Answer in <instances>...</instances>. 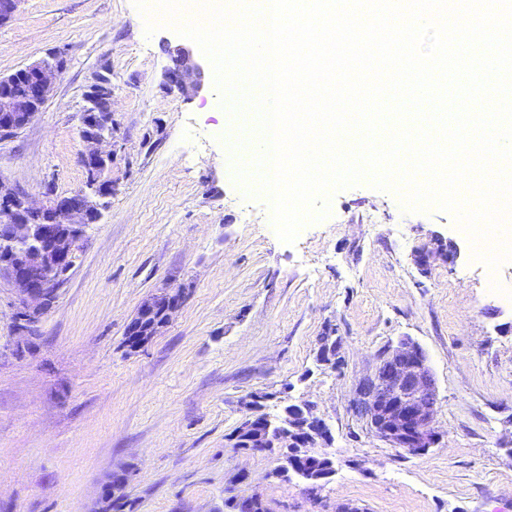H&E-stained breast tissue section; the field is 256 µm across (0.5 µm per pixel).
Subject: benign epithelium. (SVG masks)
<instances>
[{
    "instance_id": "1",
    "label": "benign epithelium",
    "mask_w": 512,
    "mask_h": 512,
    "mask_svg": "<svg viewBox=\"0 0 512 512\" xmlns=\"http://www.w3.org/2000/svg\"><path fill=\"white\" fill-rule=\"evenodd\" d=\"M172 62L174 66L164 73L166 83L188 99L195 97L203 89L201 62L181 45L173 49ZM63 68L64 60L56 53L23 67L26 91L22 95L13 92L12 76L0 78V139L31 122L49 99L53 79ZM84 99L80 128L85 145L83 187L37 203L0 177V275L17 290L14 318L24 335L36 333L84 248L85 218L73 200L85 199L100 208V200L115 191L112 179L105 176L113 151L103 148L112 126L111 80L96 74ZM458 255L455 242L434 235L414 251L413 260L427 274L434 263L452 261ZM184 298V289L167 288L143 300L125 331L128 346L137 349L149 343L170 323ZM243 409L245 416L238 433L249 434L259 448L270 435L276 438L278 448H328L332 444L327 422L306 402L284 406L275 419L263 412V397L259 395L249 396ZM351 409L392 448L425 455L438 445V390L423 347L409 336L384 346L374 370L355 383ZM312 460L307 452L294 453L288 456L285 467L301 476L308 494L315 498L324 484L311 476Z\"/></svg>"
}]
</instances>
